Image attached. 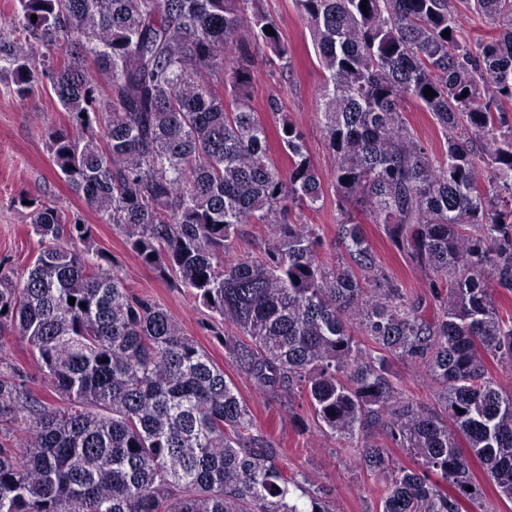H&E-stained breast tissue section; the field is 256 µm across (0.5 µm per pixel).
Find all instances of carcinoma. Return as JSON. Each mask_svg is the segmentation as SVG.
<instances>
[{
	"instance_id": "1",
	"label": "carcinoma",
	"mask_w": 512,
	"mask_h": 512,
	"mask_svg": "<svg viewBox=\"0 0 512 512\" xmlns=\"http://www.w3.org/2000/svg\"><path fill=\"white\" fill-rule=\"evenodd\" d=\"M361 2L294 0L323 72L339 259L305 220L326 191L304 134L267 100L279 166L254 104L255 55L293 66L263 0H16L0 79L20 100L51 89L67 113L48 135L58 175L224 326L225 357L298 433L347 447L376 512H487L474 459L512 502V385L489 366L512 363V0ZM29 202L36 254L0 267V512H335L81 215ZM365 219L425 291L382 264ZM251 224L266 229L258 257L239 252ZM6 329L50 396L4 353ZM397 364L433 401L403 390ZM404 115L417 134L428 141L434 151H439L441 138L430 114L418 104L408 102Z\"/></svg>"
}]
</instances>
